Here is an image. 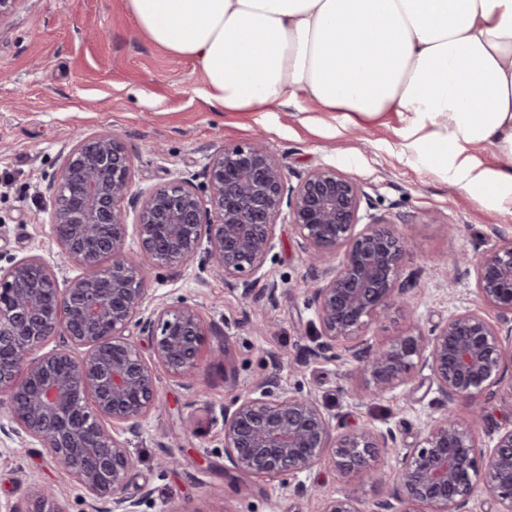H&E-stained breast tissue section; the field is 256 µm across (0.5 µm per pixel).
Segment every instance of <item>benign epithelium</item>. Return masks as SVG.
<instances>
[{
	"instance_id": "benign-epithelium-1",
	"label": "benign epithelium",
	"mask_w": 512,
	"mask_h": 512,
	"mask_svg": "<svg viewBox=\"0 0 512 512\" xmlns=\"http://www.w3.org/2000/svg\"><path fill=\"white\" fill-rule=\"evenodd\" d=\"M204 175L201 188L179 173L135 190L120 135L77 137L52 176L50 229L60 261L82 273L62 288L37 255L0 273V408L12 431L46 448L91 500L137 512L138 501L126 494L135 457L117 430L135 432L159 410L156 367L182 382L196 376L212 329L184 301L147 310L146 284L155 268L186 264L202 249L225 282L249 290L282 220L296 227L316 281L311 303L321 353L344 347L373 397L427 370L443 411L416 446L403 449L390 429L338 434L315 396L274 392L263 382L224 410V455L232 468L275 481L329 464L343 478L386 488L368 510L343 494L324 499L322 512H468L481 456L485 491L499 512H512V429L486 450L474 436L484 421L482 398L512 372V233L488 254L450 259L455 267L474 265L477 295L497 311L496 320L465 310L428 335L412 328L376 347L364 339L366 329L407 302L412 278L403 276L407 240L371 213L363 185L333 166L310 170L293 185L261 138L216 151ZM133 198L140 205L130 213L125 204ZM130 218L142 255L137 265L127 252ZM132 325L148 337L151 359L125 335ZM455 402L471 406L470 424L450 408ZM382 451L396 456L394 471L376 464ZM30 503L29 512H67L48 487Z\"/></svg>"
}]
</instances>
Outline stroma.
Segmentation results:
<instances>
[{
    "mask_svg": "<svg viewBox=\"0 0 512 512\" xmlns=\"http://www.w3.org/2000/svg\"><path fill=\"white\" fill-rule=\"evenodd\" d=\"M398 126L391 117L345 127L311 100L230 113L208 101L200 66L154 44L124 0H18L0 20V269L27 255L56 265L49 183L76 134H119L138 188L179 172L202 175L216 149L260 134L289 178L333 166L355 175L376 215L408 216L398 230L411 244L410 305L371 324L366 337L389 343L413 321L430 331L450 314L483 307L474 271L447 267L442 256L492 252L501 232L512 230V218L412 164ZM264 272L278 283L276 293L231 287L198 259L155 270L148 305L187 301L217 332L206 339L193 387L160 373L163 409L128 437L136 463L127 494L139 499L138 512H320L323 496L345 493L371 508L380 487L325 468L256 481L247 494L237 493L240 475L224 456V409L263 381L316 396L341 429L393 430L405 448L418 444L424 425L438 415L442 397L429 372L373 399L344 350L313 356L319 325L293 225L277 224ZM265 318L272 321L268 333L255 335L253 323ZM483 406L476 441L489 448L512 428V384L495 387ZM10 429L0 416V502L28 512L33 490L50 487L67 512H88L84 492L45 449ZM184 435L190 447H177L175 437ZM302 484L318 486V494L300 493Z\"/></svg>",
    "mask_w": 512,
    "mask_h": 512,
    "instance_id": "1",
    "label": "stroma"
}]
</instances>
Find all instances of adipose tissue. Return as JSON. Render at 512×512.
I'll use <instances>...</instances> for the list:
<instances>
[{
    "mask_svg": "<svg viewBox=\"0 0 512 512\" xmlns=\"http://www.w3.org/2000/svg\"><path fill=\"white\" fill-rule=\"evenodd\" d=\"M229 112L395 113L411 161L512 215V0H125ZM506 158L485 166L484 149Z\"/></svg>",
    "mask_w": 512,
    "mask_h": 512,
    "instance_id": "ef3b65f1",
    "label": "adipose tissue"
}]
</instances>
